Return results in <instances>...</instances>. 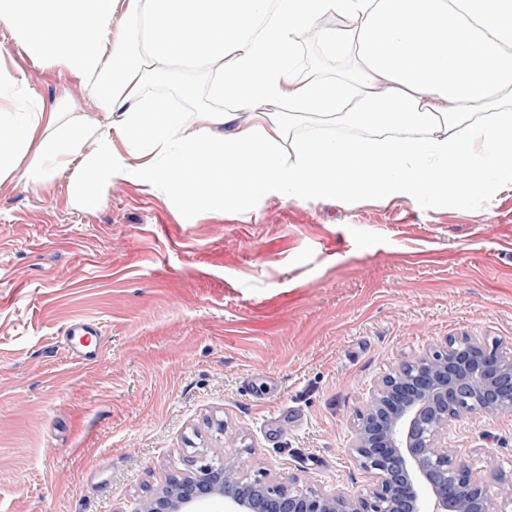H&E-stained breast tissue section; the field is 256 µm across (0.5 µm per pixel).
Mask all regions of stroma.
<instances>
[{"label":"stroma","mask_w":512,"mask_h":512,"mask_svg":"<svg viewBox=\"0 0 512 512\" xmlns=\"http://www.w3.org/2000/svg\"><path fill=\"white\" fill-rule=\"evenodd\" d=\"M33 89L78 80L31 63ZM98 319L102 359L62 330ZM470 334L512 344V182L443 207L398 197H269L185 215L113 185L73 208L67 181L0 184V512H136L202 458L238 449L270 477L360 490L351 424L401 361ZM512 470V414L449 436Z\"/></svg>","instance_id":"stroma-1"}]
</instances>
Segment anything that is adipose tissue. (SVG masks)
Returning <instances> with one entry per match:
<instances>
[{"instance_id":"1","label":"adipose tissue","mask_w":512,"mask_h":512,"mask_svg":"<svg viewBox=\"0 0 512 512\" xmlns=\"http://www.w3.org/2000/svg\"><path fill=\"white\" fill-rule=\"evenodd\" d=\"M0 27L96 111L46 108L0 56V183L64 172L85 211L119 182L220 210L443 206L512 181V0H0ZM307 35L350 68L303 71ZM178 69L204 73L209 104L168 108L155 86Z\"/></svg>"}]
</instances>
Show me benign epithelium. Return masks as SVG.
<instances>
[{
    "label": "benign epithelium",
    "instance_id": "obj_1",
    "mask_svg": "<svg viewBox=\"0 0 512 512\" xmlns=\"http://www.w3.org/2000/svg\"><path fill=\"white\" fill-rule=\"evenodd\" d=\"M472 413H512V348L480 336H449L386 372L355 415L350 453L368 478L351 493L250 478L237 453L204 460L191 475L160 487L139 512H512L500 468L475 470L448 430Z\"/></svg>",
    "mask_w": 512,
    "mask_h": 512
}]
</instances>
